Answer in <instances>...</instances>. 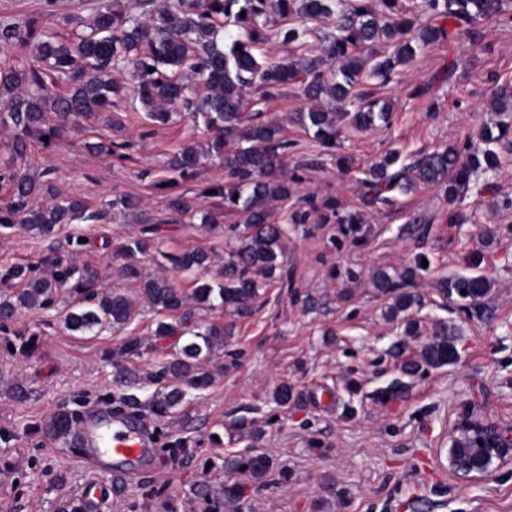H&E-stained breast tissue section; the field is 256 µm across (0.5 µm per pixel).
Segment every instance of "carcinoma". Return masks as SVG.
Instances as JSON below:
<instances>
[{
	"label": "carcinoma",
	"mask_w": 512,
	"mask_h": 512,
	"mask_svg": "<svg viewBox=\"0 0 512 512\" xmlns=\"http://www.w3.org/2000/svg\"><path fill=\"white\" fill-rule=\"evenodd\" d=\"M507 4L508 0H411L409 5L403 0H172L146 20L131 6L118 9L109 0H100L91 32L74 41L58 39L35 20H0V51L17 53L14 62L0 65V125L14 131L12 159L26 157L34 138L51 139L88 114L111 111L113 99L122 95L112 71L123 68L133 70L137 100L153 125H167L175 112H199L206 128L217 132L207 153L224 163L225 182L211 183L193 196H170L166 221L178 224L188 217L202 224L218 223L217 212L203 209L209 198L223 199L224 207L238 213L239 243L224 254L222 280L198 281L188 295L166 277L144 275L134 258L151 248L156 232L144 214L138 233L117 248L129 259L124 276L139 281L140 298L162 315L152 336L172 338L178 345L172 358L148 374V380L159 386L149 403L124 394L125 406L170 416L182 405L187 390H202L213 383L215 373L206 365L224 347L231 328L221 320L186 327L191 316L188 298L248 319L276 281L286 231L272 221L270 203L285 202L297 193L301 178L279 176L288 142L281 138L279 125L262 120L258 113L246 114V89L256 85L263 89L262 97L275 98L303 76L302 93L310 106L291 113L289 120L312 133L320 153L340 163L336 148L344 127L364 131L388 127L392 121L389 103L376 97L366 79L386 82L418 49L463 32L475 36V26L483 19L498 16L512 21ZM271 14L284 24L269 35L266 25ZM331 17L334 32L321 39L314 54L296 63L264 50L272 39L304 47L316 24ZM492 105L496 112L511 110L512 89L499 88ZM497 129L496 134L484 129L477 144L450 145L406 165L399 163L397 152H387L362 170V204L392 206L400 195L441 183L448 184L451 193L469 191L478 182V173L498 167L499 156L490 145L512 151V124L501 122ZM201 157L197 147L184 145L172 155L169 166L181 180L189 181L195 178ZM11 182L9 200L0 202V224H22L43 237L76 219L103 220L111 210L133 213L140 207L137 197L124 195L90 212L80 199L59 196L48 181L25 170L13 173ZM37 194L49 197L46 204H32ZM299 201L301 206L289 217L292 224H307L313 217L326 221L332 215L341 226L359 223L356 215L337 211L330 199L319 203L315 195L305 193ZM164 257L180 272L206 269L212 263L211 253L204 249ZM50 263L53 272L48 277L37 275L30 266L0 270L1 284L20 285L15 299H0L1 324L12 320L20 308H52L62 289L79 298L62 319L67 332L84 336L106 325L130 324L135 300L98 288L97 279L80 272L72 261L55 257ZM412 277L411 271L399 280L384 273L375 277V288L392 300L391 316L419 304L420 296L409 291ZM438 288L449 298L456 296L476 306L490 292L491 281L483 274L451 275ZM452 335L447 324L435 325L412 370L454 362L457 348ZM146 350L139 336H128L112 348L116 377H127L130 370L125 363L142 358ZM76 416L75 410L59 407L46 420L44 433L68 441ZM490 431L489 426L465 428L452 454L487 442ZM224 466L249 473L261 485L273 472L272 459L257 452L227 458Z\"/></svg>",
	"instance_id": "cac0c4a2"
}]
</instances>
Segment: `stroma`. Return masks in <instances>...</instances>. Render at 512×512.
Here are the masks:
<instances>
[{
	"label": "stroma",
	"instance_id": "obj_1",
	"mask_svg": "<svg viewBox=\"0 0 512 512\" xmlns=\"http://www.w3.org/2000/svg\"><path fill=\"white\" fill-rule=\"evenodd\" d=\"M97 5L56 0L49 12L44 0H0V16L38 19L73 39L89 32ZM478 29L475 38L461 34L423 47L400 66L394 81L378 87L379 97L391 103L393 124L347 130L338 154L349 172L324 156L300 173L302 190L335 200L340 211L361 213L362 224L346 236L334 224L289 226L281 267L287 282L269 288L265 305L236 323L215 359L225 371L209 388L190 392L175 415H147L154 470L133 474L93 512H200L195 489L201 483L215 493L242 484V512H512V456L495 459L482 477L448 467L462 421L512 428V208L504 205L512 198V153L500 152L499 167L487 174L489 188L465 197L454 200L447 187H426L399 196L389 210L360 204L359 169L387 150L399 149L411 159L463 145L483 127L512 117L490 107L496 86L512 84V23L486 19ZM419 86L427 94L416 95ZM304 105L295 84L264 106L290 145L284 158L288 177L299 155L315 151L311 137L288 120ZM117 113L119 128L92 116L51 143L32 140L28 170L48 173L57 193L80 197L93 210L124 194L139 196L140 212L160 223L155 244L162 251L199 247L215 259L207 269L179 272L146 254L137 258L143 273L167 277L187 293L195 281L217 279L237 216L224 212L214 228L196 220L165 221L172 194L224 179L216 159L204 160L190 182L174 179L167 168L172 153L205 143L207 133L185 113L163 128L150 126L127 102ZM102 139L132 142L129 158L86 150V143ZM454 212L463 213V223L449 222ZM138 229L134 214L117 211L96 224L60 225L51 238L19 225L0 229V267L28 264L46 272L51 257L67 255L81 270L97 274L99 287L138 300L130 328L105 327L87 336L62 327L72 303L68 293H60L55 309L18 310L14 328L37 331L39 340L27 359L0 339V430L12 433L0 441V512H57L61 500L81 494L87 482L112 481L94 457L35 427L62 404L116 408L122 393L143 401L154 393L147 382L128 387L107 358L129 332L153 341L158 315L139 301L138 284L119 275L122 260L115 254ZM420 257L428 262L416 280L421 304L408 315L426 328L447 322L458 358L407 375L402 368L417 359L422 342L388 319L389 300L374 278L381 271L398 277ZM473 273L492 281L479 309L443 297L434 286L443 276ZM397 378L402 391L381 397V389ZM283 381L296 395L285 406L273 400ZM17 382L30 391L25 400L10 396ZM241 416L251 420L250 431L235 427ZM251 450L285 466L287 481L262 486L247 475L202 466L208 457ZM59 475L64 485L56 484Z\"/></svg>",
	"mask_w": 512,
	"mask_h": 512
}]
</instances>
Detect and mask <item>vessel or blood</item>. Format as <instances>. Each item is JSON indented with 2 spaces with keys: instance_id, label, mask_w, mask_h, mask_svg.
Returning <instances> with one entry per match:
<instances>
[{
  "instance_id": "b4317fda",
  "label": "vessel or blood",
  "mask_w": 512,
  "mask_h": 512,
  "mask_svg": "<svg viewBox=\"0 0 512 512\" xmlns=\"http://www.w3.org/2000/svg\"><path fill=\"white\" fill-rule=\"evenodd\" d=\"M76 441L82 452L105 463L116 475L139 468L148 453L140 416L130 411L117 415L106 406L84 412Z\"/></svg>"
}]
</instances>
